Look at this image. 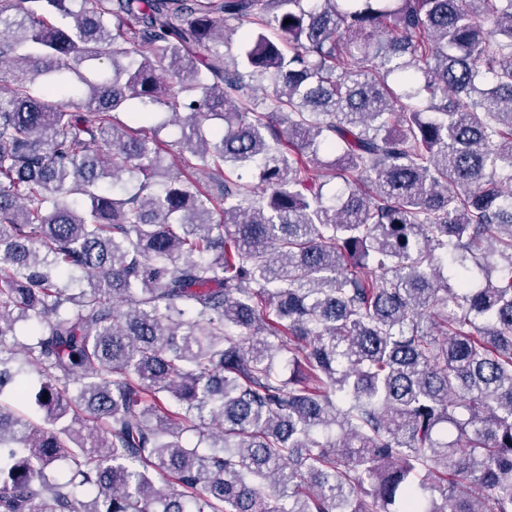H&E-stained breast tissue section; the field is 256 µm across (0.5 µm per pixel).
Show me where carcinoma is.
<instances>
[{
    "instance_id": "1",
    "label": "carcinoma",
    "mask_w": 512,
    "mask_h": 512,
    "mask_svg": "<svg viewBox=\"0 0 512 512\" xmlns=\"http://www.w3.org/2000/svg\"><path fill=\"white\" fill-rule=\"evenodd\" d=\"M5 64L0 512H512V0H0Z\"/></svg>"
}]
</instances>
